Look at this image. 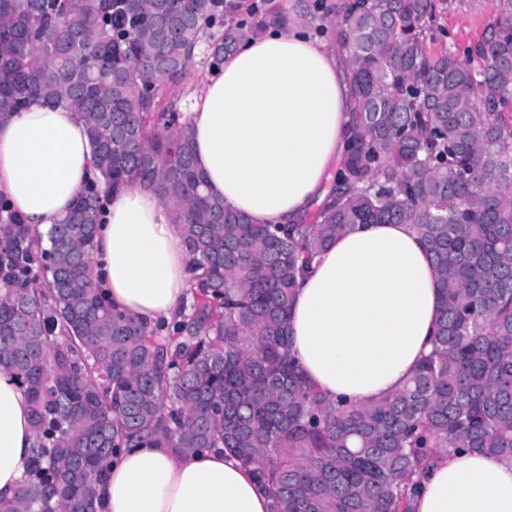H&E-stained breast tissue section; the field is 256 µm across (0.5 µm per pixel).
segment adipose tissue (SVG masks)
<instances>
[{
  "label": "adipose tissue",
  "instance_id": "adipose-tissue-1",
  "mask_svg": "<svg viewBox=\"0 0 512 512\" xmlns=\"http://www.w3.org/2000/svg\"><path fill=\"white\" fill-rule=\"evenodd\" d=\"M352 93L337 53L296 28H271L209 70L187 122L210 190L255 224H300L323 204L351 136ZM93 176L86 126L36 103L0 124V195L48 228ZM96 238L113 305L151 326L190 300L178 224L156 191L106 188ZM440 293L427 247L407 224H371L329 243L294 294L289 331L307 382L370 406L400 390L431 351ZM24 393L0 373V500L34 450ZM100 512H268L269 498L229 453L125 450L101 488ZM413 512H512V459L441 455Z\"/></svg>",
  "mask_w": 512,
  "mask_h": 512
}]
</instances>
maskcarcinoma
I'll use <instances>...</instances> for the list:
<instances>
[{
    "label": "carcinoma",
    "mask_w": 512,
    "mask_h": 512,
    "mask_svg": "<svg viewBox=\"0 0 512 512\" xmlns=\"http://www.w3.org/2000/svg\"><path fill=\"white\" fill-rule=\"evenodd\" d=\"M270 2L0 0V122L69 109L98 172L44 232L0 197V368L36 436L0 512H97L114 453L145 440L232 454L270 512H412L430 457L512 458V0L464 59L435 45L446 0ZM293 19L346 52L353 135L312 221L253 224L210 191L161 87L198 46L214 68ZM130 179L172 209L188 255L196 302L164 346L95 274L101 188ZM359 224L411 225L440 288L432 353L370 407L308 385L288 333L297 278Z\"/></svg>",
    "instance_id": "1"
}]
</instances>
